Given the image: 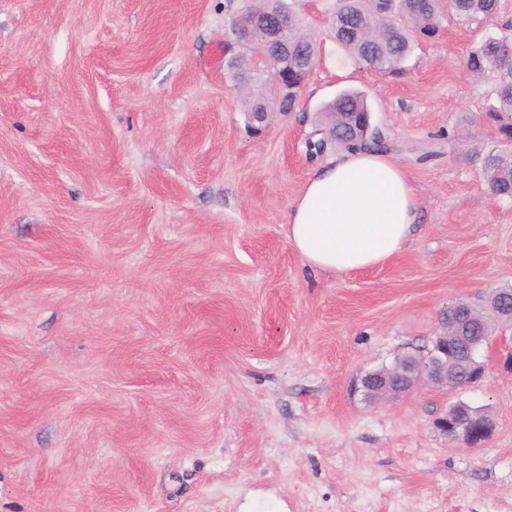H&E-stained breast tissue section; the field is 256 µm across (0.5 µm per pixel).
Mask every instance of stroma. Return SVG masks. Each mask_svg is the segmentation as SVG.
Returning <instances> with one entry per match:
<instances>
[{
	"mask_svg": "<svg viewBox=\"0 0 512 512\" xmlns=\"http://www.w3.org/2000/svg\"><path fill=\"white\" fill-rule=\"evenodd\" d=\"M248 0H0V512H512V342L476 385L387 403L365 371L425 353L452 302L512 286V200L487 187L506 34L446 17L403 77L339 65L336 0L306 112L252 129L226 45ZM362 91L418 222L373 270L311 273L285 216L323 107ZM481 409L478 445L437 425Z\"/></svg>",
	"mask_w": 512,
	"mask_h": 512,
	"instance_id": "1",
	"label": "stroma"
}]
</instances>
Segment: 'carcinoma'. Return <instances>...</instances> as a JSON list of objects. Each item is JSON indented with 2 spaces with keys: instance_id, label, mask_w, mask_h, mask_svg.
Returning <instances> with one entry per match:
<instances>
[{
  "instance_id": "obj_1",
  "label": "carcinoma",
  "mask_w": 512,
  "mask_h": 512,
  "mask_svg": "<svg viewBox=\"0 0 512 512\" xmlns=\"http://www.w3.org/2000/svg\"><path fill=\"white\" fill-rule=\"evenodd\" d=\"M499 0H448V12L461 18H488L498 12ZM282 10L288 15V41L294 53L307 64L319 62L317 41L302 28V22L284 0H264L245 12ZM442 22L441 0H336L329 20L330 35L341 48L337 62L355 63L369 68L384 78H397L414 42L435 37ZM467 69L475 76L501 71L509 74L494 87L495 104L486 117L494 129L500 149L482 158L486 181L491 193L512 198V36L488 37L472 49L466 58ZM303 88L288 91L280 104L283 112H301ZM324 111L331 113L324 126L326 133L308 142L311 155L324 153L330 143L348 149H369L378 145L376 133L369 125H359V114L369 111L366 97L360 91L338 94ZM498 322L488 317L473 322L468 335L481 342L492 335Z\"/></svg>"
}]
</instances>
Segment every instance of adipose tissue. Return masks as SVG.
<instances>
[{
	"label": "adipose tissue",
	"instance_id": "ef3b65f1",
	"mask_svg": "<svg viewBox=\"0 0 512 512\" xmlns=\"http://www.w3.org/2000/svg\"><path fill=\"white\" fill-rule=\"evenodd\" d=\"M417 218L418 198L405 168L385 151L352 149L313 168L286 224L308 268L342 274L397 255Z\"/></svg>",
	"mask_w": 512,
	"mask_h": 512
}]
</instances>
